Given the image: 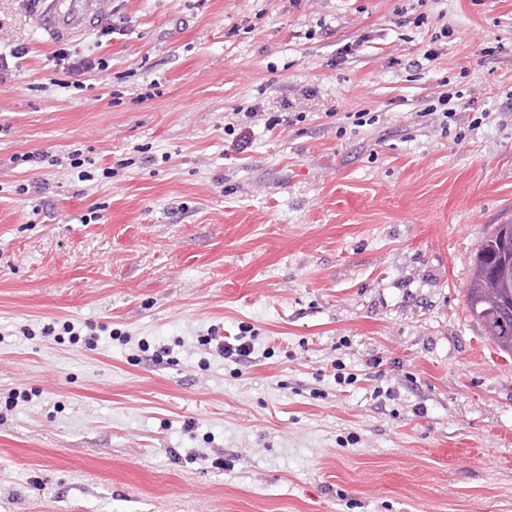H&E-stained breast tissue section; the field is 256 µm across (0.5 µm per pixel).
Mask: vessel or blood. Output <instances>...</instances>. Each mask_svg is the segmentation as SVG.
Listing matches in <instances>:
<instances>
[{"mask_svg": "<svg viewBox=\"0 0 512 512\" xmlns=\"http://www.w3.org/2000/svg\"><path fill=\"white\" fill-rule=\"evenodd\" d=\"M108 8V0H44L39 28L54 39L72 38L86 31Z\"/></svg>", "mask_w": 512, "mask_h": 512, "instance_id": "b4317fda", "label": "vessel or blood"}]
</instances>
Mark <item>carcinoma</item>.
Wrapping results in <instances>:
<instances>
[{"label": "carcinoma", "instance_id": "obj_1", "mask_svg": "<svg viewBox=\"0 0 512 512\" xmlns=\"http://www.w3.org/2000/svg\"><path fill=\"white\" fill-rule=\"evenodd\" d=\"M512 222L497 224L481 240L466 287L471 318L498 350L512 357Z\"/></svg>", "mask_w": 512, "mask_h": 512}]
</instances>
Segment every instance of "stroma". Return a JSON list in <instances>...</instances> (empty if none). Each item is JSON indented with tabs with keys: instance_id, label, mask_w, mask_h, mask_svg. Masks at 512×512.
<instances>
[{
	"instance_id": "stroma-1",
	"label": "stroma",
	"mask_w": 512,
	"mask_h": 512,
	"mask_svg": "<svg viewBox=\"0 0 512 512\" xmlns=\"http://www.w3.org/2000/svg\"><path fill=\"white\" fill-rule=\"evenodd\" d=\"M108 11L79 75L0 0V512H512V0ZM506 268L510 277L503 274ZM465 293L471 318L512 357V222L495 224L481 240Z\"/></svg>"
}]
</instances>
